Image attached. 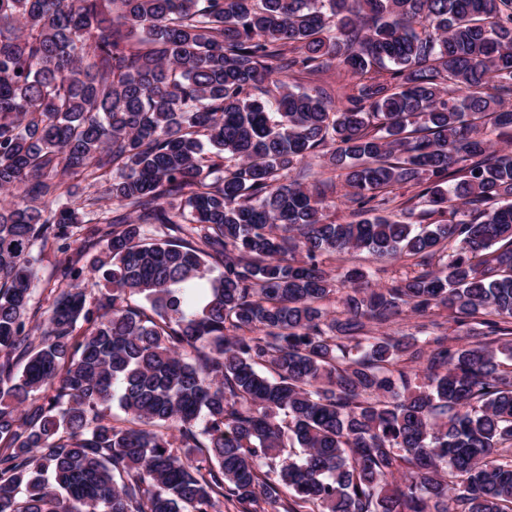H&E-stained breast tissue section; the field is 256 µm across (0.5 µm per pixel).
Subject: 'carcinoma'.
I'll list each match as a JSON object with an SVG mask.
<instances>
[{"label": "carcinoma", "instance_id": "obj_1", "mask_svg": "<svg viewBox=\"0 0 512 512\" xmlns=\"http://www.w3.org/2000/svg\"><path fill=\"white\" fill-rule=\"evenodd\" d=\"M509 129L512 0H0V512H512ZM278 78L288 82L290 85L300 88L301 90L311 91L315 87H322L327 89L334 96V102L339 103L344 99L341 98L342 86L346 84L356 83V79H350L344 71L331 69L329 71L320 73L316 76H309L306 74H295V76H288L285 73H276ZM345 192L346 188L341 179L338 178H336V187L326 188L328 200L335 204V207L330 209V218L336 220V222H346L354 219L352 212L356 206L343 196ZM32 255L36 259L34 264L37 273L36 298H40L43 307H46L50 289L54 284V274L62 257L50 243L44 248L36 246ZM410 263L411 261L405 258L392 261L372 256L367 252L352 251L342 255L339 261H326L325 265L327 268L333 269H336V267L340 265L344 268H361L370 275L374 285L385 287L392 277H397L409 272L411 270Z\"/></svg>", "mask_w": 512, "mask_h": 512}]
</instances>
